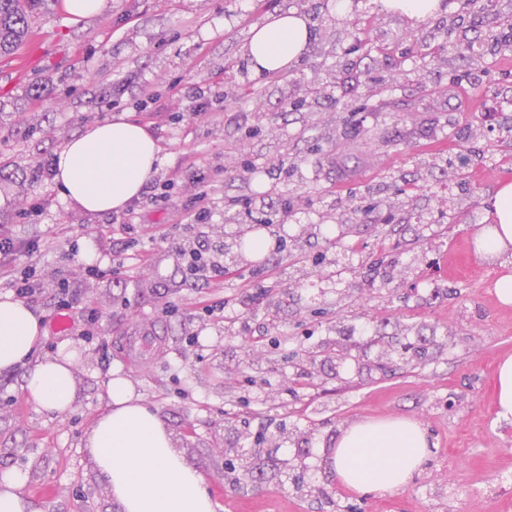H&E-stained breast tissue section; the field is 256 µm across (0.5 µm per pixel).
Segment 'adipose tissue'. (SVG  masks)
Listing matches in <instances>:
<instances>
[{
	"label": "adipose tissue",
	"mask_w": 512,
	"mask_h": 512,
	"mask_svg": "<svg viewBox=\"0 0 512 512\" xmlns=\"http://www.w3.org/2000/svg\"><path fill=\"white\" fill-rule=\"evenodd\" d=\"M314 38L308 19L289 10L253 26L245 55L254 72L278 74L296 66ZM160 149L144 126L125 119L94 124L56 152L54 181L84 211H120L152 180ZM488 226L474 237L478 256L512 257V183L488 200ZM45 334L41 316L25 302L0 298V372L29 364L24 390L41 408L68 410L76 397L73 355L35 359ZM106 411L86 441L121 512H215L200 471L177 451L154 410L117 377L107 384ZM434 445L424 424L409 416L367 418L345 426L328 456L340 485L378 498L407 488L428 464Z\"/></svg>",
	"instance_id": "1"
}]
</instances>
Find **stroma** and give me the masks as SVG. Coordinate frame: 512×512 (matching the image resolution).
I'll return each mask as SVG.
<instances>
[{"mask_svg": "<svg viewBox=\"0 0 512 512\" xmlns=\"http://www.w3.org/2000/svg\"><path fill=\"white\" fill-rule=\"evenodd\" d=\"M296 6L112 0L74 25L61 0L28 5L27 67L0 58V232L38 239L41 251L0 262V296L35 268L30 306L46 327L35 355L73 351L78 396L49 413L23 391L26 367L0 373V471L22 476L26 512H120L86 448L114 375L174 434L216 512H512V422L498 418L494 390L512 355V305L494 294L504 267L473 245L487 199L512 182V28L500 29L506 47L478 58L468 47L482 44L483 28L429 23L423 42L440 56L401 66L409 24L357 0L371 54L351 52V26L330 8L332 38L316 39L294 68L241 72L251 27ZM336 64L332 95L305 106L310 81ZM230 78L251 95L216 121L172 96L218 92ZM147 86L170 119L143 108ZM121 114L151 129L158 178L190 163L213 173L210 223L186 226L192 191L182 180L169 205L141 203L125 228L62 199L54 181L33 182L38 161ZM285 150L297 171L276 168ZM289 199L295 216L265 229L287 245L238 260L240 228ZM34 203L40 215L22 218ZM330 208L332 224L304 235ZM188 246L215 250L230 275L186 278L178 251ZM323 254L344 271L319 297L306 283ZM117 261L124 274H113ZM91 264L98 274L86 273ZM63 281L73 303L60 332ZM217 297L223 315L202 316ZM157 325L166 350L127 366L120 337ZM387 416L423 422L435 444L427 468L382 499L334 483L327 454L340 429Z\"/></svg>", "mask_w": 512, "mask_h": 512, "instance_id": "stroma-1", "label": "stroma"}]
</instances>
